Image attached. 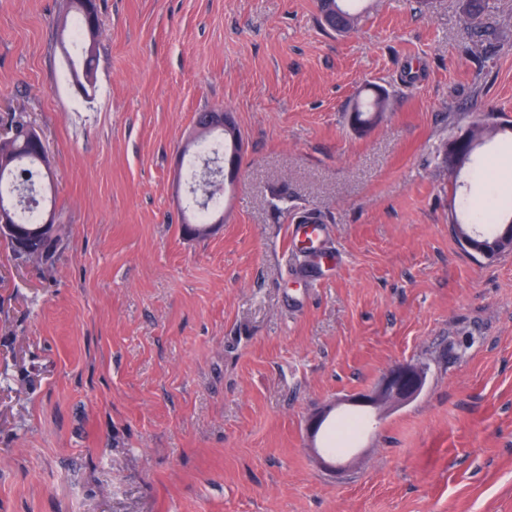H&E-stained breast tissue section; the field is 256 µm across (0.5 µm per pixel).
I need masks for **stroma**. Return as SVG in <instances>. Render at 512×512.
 Listing matches in <instances>:
<instances>
[{
	"label": "stroma",
	"mask_w": 512,
	"mask_h": 512,
	"mask_svg": "<svg viewBox=\"0 0 512 512\" xmlns=\"http://www.w3.org/2000/svg\"><path fill=\"white\" fill-rule=\"evenodd\" d=\"M60 2L0 0V113L43 133L66 227L50 266L0 246V512H512V252L460 246L442 151L512 121V0L477 28L361 0L345 36L317 0H99L86 94ZM214 108L241 167L195 237L181 148ZM398 363L423 390L328 471L308 418ZM388 95L381 88L371 90L370 96L358 100L351 109L352 119L357 126L364 130L371 127L379 116L387 111Z\"/></svg>",
	"instance_id": "obj_1"
}]
</instances>
